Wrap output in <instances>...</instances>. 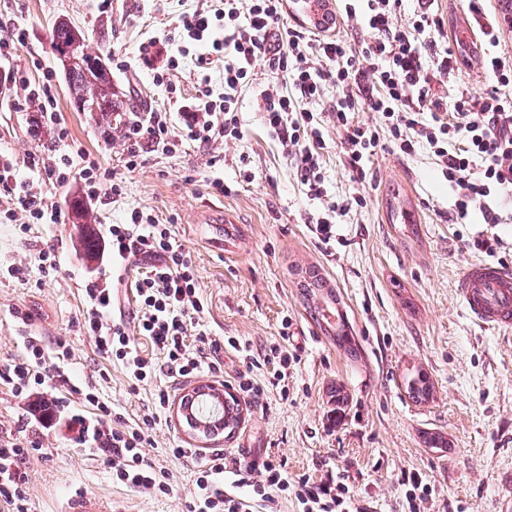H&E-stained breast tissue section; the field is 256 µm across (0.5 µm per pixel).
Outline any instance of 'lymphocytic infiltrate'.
<instances>
[{
    "instance_id": "1",
    "label": "lymphocytic infiltrate",
    "mask_w": 512,
    "mask_h": 512,
    "mask_svg": "<svg viewBox=\"0 0 512 512\" xmlns=\"http://www.w3.org/2000/svg\"><path fill=\"white\" fill-rule=\"evenodd\" d=\"M403 0H340L344 22H358L371 35L365 46L344 36H319L284 24L283 0H224L223 7L182 13L179 28L190 40L207 42L210 54L224 57V94L214 96L208 74H200L196 101L180 106L179 124L164 112H132L123 122L126 168L141 164L144 154L172 152L185 141L203 144L243 137L238 118V92L257 60H265L277 82L260 92V112L268 134L296 159V173L311 199L328 195L321 173L324 124L332 122L341 136L345 161L363 173L366 161L389 140L404 156L418 148L430 150L442 177L456 193L460 220L479 211L487 224L502 223L501 198L512 195V55L501 47L494 19L485 17L481 0H470L473 18L483 34L480 66L493 84L481 96L463 92L453 111L442 110L432 98L433 82L463 72L467 59L451 47L435 0H416L406 24L393 22ZM336 86V103L329 117L298 112L296 103L320 97L324 81ZM287 90H280V83ZM377 115L374 124L352 120L356 105ZM47 177L61 184L79 178L88 200L102 192L122 193L110 169L92 161L74 169L68 132L57 127L53 159ZM0 191L13 195L14 208L0 213V223L18 224L30 232L36 224H58L62 211L42 190L18 182L8 157H0ZM105 267L85 279L81 329L100 360L122 365L133 384L165 374L187 382L203 373H219L216 360L222 344L206 332L190 335L203 309L190 255L169 225L152 215L131 211L127 223L105 228ZM132 256L149 259L145 271L124 282L110 266ZM72 347L63 338L47 344L33 332L24 340L22 355L0 367V385L23 400L66 388L77 395L81 412L58 407L30 419L18 416L15 429L0 439V512H28L29 465L42 458V436L63 423L74 430L73 442L86 456L111 469L126 487L169 493L168 475L149 462L143 446L146 434L161 419L170 402L167 387H158L155 401L141 419L130 422L115 415L90 385L75 382L70 365ZM251 486L267 512H278L287 495L303 512H350L343 485L306 480L291 485L283 464L272 459L229 462L223 450H213L200 466L188 512H248Z\"/></svg>"
}]
</instances>
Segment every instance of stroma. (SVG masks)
I'll list each match as a JSON object with an SVG mask.
<instances>
[{"label": "stroma", "mask_w": 512, "mask_h": 512, "mask_svg": "<svg viewBox=\"0 0 512 512\" xmlns=\"http://www.w3.org/2000/svg\"><path fill=\"white\" fill-rule=\"evenodd\" d=\"M186 0H0V30L27 29L13 53L16 76L56 85L57 117L83 157L112 169L121 179L120 198L95 204L98 222H124L132 210L170 225L189 251L204 310L199 327L219 341L236 338L246 352L220 353L224 380L249 374L262 394H238L242 418L232 434L206 441L188 433L177 408L187 384L171 388L161 422L145 445L148 461L171 476L169 495L155 496L112 479L100 463L70 442L66 426L53 429L44 445L49 456L30 470L31 512H65L71 496L85 493L108 512H187L197 462L177 458L172 448L214 449L239 458H270L284 464L291 481H340L360 512H408L405 473L419 475L428 494L417 512H512V328L486 329L473 323L457 295L458 280L486 254L476 240L499 236L495 262L512 266V223L460 224L455 194L438 177L429 150L406 157L391 148L378 150L355 178L345 165L335 129L325 131L321 172L329 198L351 200L338 217L336 236L322 243L315 224L328 212L326 201L307 197L296 175V160L265 130L259 92L273 78L264 60L239 97L241 140L209 144L184 142L171 153L146 154L136 169L124 166L120 137H109L88 113L76 111L63 71L50 53L56 20L79 26L91 48L123 57L128 66L113 70V81L132 94L136 112H167L179 121L178 102L196 98L198 62L189 55L172 72L177 103H170L152 70L138 61V47L152 36L169 53L183 45L177 27ZM284 22L318 35L347 33L336 0H287ZM111 31L99 45L101 26ZM490 76L472 65L461 79L436 85L442 107L452 108L459 91L482 95ZM18 91L0 83V154L11 157L19 177L37 181L35 160L49 155L50 128L34 131L31 115L17 111ZM224 181L223 193L209 187ZM52 203L62 209L59 224H39L30 233L0 223V269L28 261L51 246L60 261L51 278L30 268L26 284L0 277V310L19 307L33 315L30 327L0 325V365L22 352V338L32 328L49 338L63 337L73 347L74 375L92 382L101 397L127 420L143 414L155 385L132 386L120 364L102 365L78 320L84 306L83 280L100 262H90L76 244L73 205L83 197L80 181L48 186ZM416 206L418 220L401 223L394 205ZM231 222L223 234L210 225L213 215ZM318 274L347 310L357 355L336 347L321 334L308 311L305 284ZM288 350L285 372L267 363L270 346ZM108 378H100V369ZM433 385L429 400H412L405 386L416 371ZM343 386L346 401L331 396ZM446 444L431 447L428 435Z\"/></svg>", "instance_id": "obj_1"}]
</instances>
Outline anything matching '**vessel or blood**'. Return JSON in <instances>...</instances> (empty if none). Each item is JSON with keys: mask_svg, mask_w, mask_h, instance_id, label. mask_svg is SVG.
<instances>
[{"mask_svg": "<svg viewBox=\"0 0 512 512\" xmlns=\"http://www.w3.org/2000/svg\"><path fill=\"white\" fill-rule=\"evenodd\" d=\"M457 292L469 317L488 329L512 327V270L490 261L470 264L463 271ZM322 334H335L346 323L345 309L322 296L313 314Z\"/></svg>", "mask_w": 512, "mask_h": 512, "instance_id": "1", "label": "vessel or blood"}]
</instances>
